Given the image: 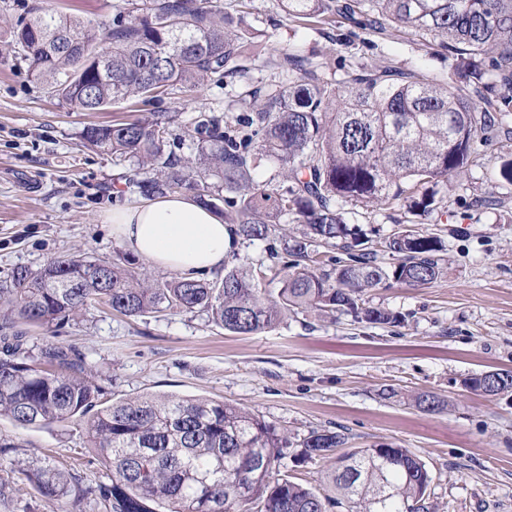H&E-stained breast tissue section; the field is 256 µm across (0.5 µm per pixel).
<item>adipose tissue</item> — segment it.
I'll return each mask as SVG.
<instances>
[{
	"label": "adipose tissue",
	"mask_w": 512,
	"mask_h": 512,
	"mask_svg": "<svg viewBox=\"0 0 512 512\" xmlns=\"http://www.w3.org/2000/svg\"><path fill=\"white\" fill-rule=\"evenodd\" d=\"M106 222L145 262L188 279L223 274L225 259L237 247L223 220L186 194L113 209Z\"/></svg>",
	"instance_id": "adipose-tissue-1"
}]
</instances>
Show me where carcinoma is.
<instances>
[{
  "instance_id": "cac0c4a2",
  "label": "carcinoma",
  "mask_w": 512,
  "mask_h": 512,
  "mask_svg": "<svg viewBox=\"0 0 512 512\" xmlns=\"http://www.w3.org/2000/svg\"><path fill=\"white\" fill-rule=\"evenodd\" d=\"M288 18L330 25L339 15L363 30L401 27L452 57L451 76L435 82L386 68L342 75L288 50L265 46L224 12L220 0H121L110 22L92 31L77 18L38 5L6 31L4 46L28 71L84 112L133 98L147 104L208 81L244 77L245 62L276 70L224 117L201 114L188 136L197 159L171 149L170 112L91 125L83 144L134 157L141 176L128 188L145 198L191 193L224 218L240 244H264L270 264L244 271L238 255L211 282L172 276L153 283L128 259L60 255L37 269L14 268L0 280V417L21 428L73 421L86 426L92 458L107 482L26 456L0 439V464L32 483L51 512H327L342 499L351 512H435L432 476L406 448L387 444L338 455L343 434L312 429L291 440L263 417L224 400L172 395L103 402L85 354L63 340L30 342L34 328L77 322L90 308L129 317L203 312L234 334L273 328L301 310L347 313L373 324L397 322L365 305L364 293L392 279L419 287L441 275L437 237L401 228L381 242L386 266L364 247L345 206L405 203L417 219L444 213V191L476 158L475 144L512 114V0H282ZM276 164L287 186L258 182L260 162ZM218 178L212 183L210 177ZM304 226L280 238L282 218ZM280 246H275V243ZM344 261L323 259L318 247ZM280 283L277 295L265 285ZM286 448L304 461L333 460V495L295 480ZM16 489L0 477V508Z\"/></svg>"
}]
</instances>
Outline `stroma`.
<instances>
[{"mask_svg":"<svg viewBox=\"0 0 512 512\" xmlns=\"http://www.w3.org/2000/svg\"><path fill=\"white\" fill-rule=\"evenodd\" d=\"M38 1L93 23L111 19L117 2L0 0V19L16 22ZM223 3L260 40L328 72L392 67L437 80L450 72L447 51H430L408 32L375 34L342 18L304 28L288 19L281 0ZM228 101L223 85L210 82L166 96L158 108L186 125L201 112L223 113ZM143 109L123 103L76 110L13 53L0 52V277L58 255L109 259L124 251L104 218L112 207L136 201L126 179L138 163L88 149L80 134ZM476 151V165L448 193L447 219L434 216L423 226L446 249L437 281L410 288L390 280L365 294L368 305L392 311L397 323L300 312L286 314L273 330L237 335L200 313L137 318L93 309L59 336L89 356L107 400L142 394L224 400L295 440L330 429L345 434L349 451L378 443L406 448L431 473L436 512H512V393L490 396L465 385L476 374L512 370V184L499 176L501 161L512 157V120ZM407 217L398 202L354 207L349 221L376 247ZM390 389L395 397H387ZM423 392L437 395L443 407L421 411L414 397ZM0 437L46 461L75 465L90 481L106 477L104 467L89 462L84 424L22 429L1 418Z\"/></svg>","mask_w":512,"mask_h":512,"instance_id":"stroma-1","label":"stroma"}]
</instances>
